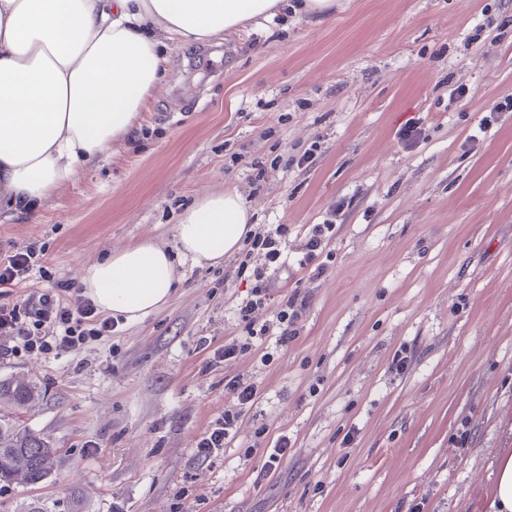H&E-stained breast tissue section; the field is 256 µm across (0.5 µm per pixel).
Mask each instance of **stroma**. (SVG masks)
Here are the masks:
<instances>
[{
  "label": "stroma",
  "instance_id": "1",
  "mask_svg": "<svg viewBox=\"0 0 512 512\" xmlns=\"http://www.w3.org/2000/svg\"><path fill=\"white\" fill-rule=\"evenodd\" d=\"M159 49L144 121L36 220L1 221L0 248L38 253L25 290L75 282L137 241L175 249L186 207L235 192L256 229L288 227L273 284L309 296L300 334L208 366L201 340L246 338L235 309L264 258L245 242L216 265L176 260L164 306L79 353L0 363L41 390L0 415L58 450L43 482L0 484V512H469L512 448V112L487 118L512 98V0H336L319 22L291 12ZM329 217L313 278L297 234ZM236 375L257 399L203 463L195 442ZM282 435L288 456L262 476L253 442Z\"/></svg>",
  "mask_w": 512,
  "mask_h": 512
}]
</instances>
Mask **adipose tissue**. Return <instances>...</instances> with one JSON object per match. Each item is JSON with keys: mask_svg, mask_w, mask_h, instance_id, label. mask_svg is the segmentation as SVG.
Wrapping results in <instances>:
<instances>
[{"mask_svg": "<svg viewBox=\"0 0 512 512\" xmlns=\"http://www.w3.org/2000/svg\"><path fill=\"white\" fill-rule=\"evenodd\" d=\"M282 0H0V213L35 216L78 165L107 155L154 101L157 28L195 42L274 17ZM234 193H206L176 228L178 253L142 242L86 265L84 294L133 322L164 305L175 255L199 265L236 252L253 229ZM481 512H512V448L495 454Z\"/></svg>", "mask_w": 512, "mask_h": 512, "instance_id": "1", "label": "adipose tissue"}]
</instances>
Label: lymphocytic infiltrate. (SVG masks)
<instances>
[{
    "mask_svg": "<svg viewBox=\"0 0 512 512\" xmlns=\"http://www.w3.org/2000/svg\"><path fill=\"white\" fill-rule=\"evenodd\" d=\"M288 233L287 225L275 230L255 232L251 247L263 253L265 263L254 271L255 284L251 295L236 308L240 325L248 338L262 337L270 328H278V341L285 344L294 339L307 308V299L299 293L278 294L271 286L270 271L285 265L287 256L278 245ZM335 235L332 221L311 224L304 231L301 249L302 267L311 269L313 277L322 276L327 266L321 257ZM38 260L34 248L0 250V288H15L27 279ZM274 307V325H257L255 311ZM8 336L0 338V362L21 357L31 359L60 358L80 351L87 343L111 335V318L101 315L95 304L82 296L79 288L67 280H57L53 287L31 292L23 300L0 302V329ZM231 403L221 417L197 439L198 458L211 463L222 457L226 444L232 442L247 411L257 397L254 384L234 377L224 385Z\"/></svg>",
    "mask_w": 512,
    "mask_h": 512,
    "instance_id": "1",
    "label": "lymphocytic infiltrate"
}]
</instances>
